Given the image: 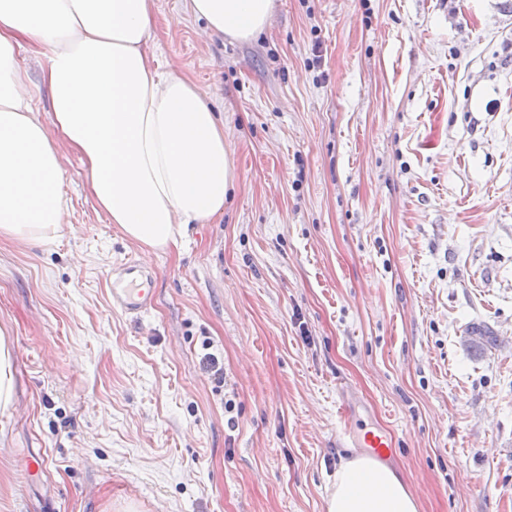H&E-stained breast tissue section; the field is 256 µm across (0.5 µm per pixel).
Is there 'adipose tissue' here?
I'll use <instances>...</instances> for the list:
<instances>
[{"label": "adipose tissue", "mask_w": 512, "mask_h": 512, "mask_svg": "<svg viewBox=\"0 0 512 512\" xmlns=\"http://www.w3.org/2000/svg\"><path fill=\"white\" fill-rule=\"evenodd\" d=\"M275 0H188L203 35L250 42ZM155 0H0V238L53 243L66 222L64 160L83 163L88 196L144 254L178 247L223 214L237 181L224 123L150 45ZM40 60L41 113L17 56ZM324 512H419L395 470L346 459Z\"/></svg>", "instance_id": "adipose-tissue-1"}]
</instances>
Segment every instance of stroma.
<instances>
[{"mask_svg": "<svg viewBox=\"0 0 512 512\" xmlns=\"http://www.w3.org/2000/svg\"><path fill=\"white\" fill-rule=\"evenodd\" d=\"M183 9L152 45L222 113L236 189L147 258L73 155L60 237L0 239V512H322L345 405L420 512H512V345H462L512 336V0H277L248 43ZM148 277V272L134 260L121 264L119 276L112 280L110 295L112 306L120 308L126 315L138 318L153 306L155 297L150 290L137 288L139 282ZM13 349L0 338V409L10 410L14 405L12 363ZM354 448H364L370 456L379 460L390 458L394 452L392 439L377 428L361 429L356 436Z\"/></svg>", "mask_w": 512, "mask_h": 512, "instance_id": "35a3bbf8", "label": "stroma"}]
</instances>
